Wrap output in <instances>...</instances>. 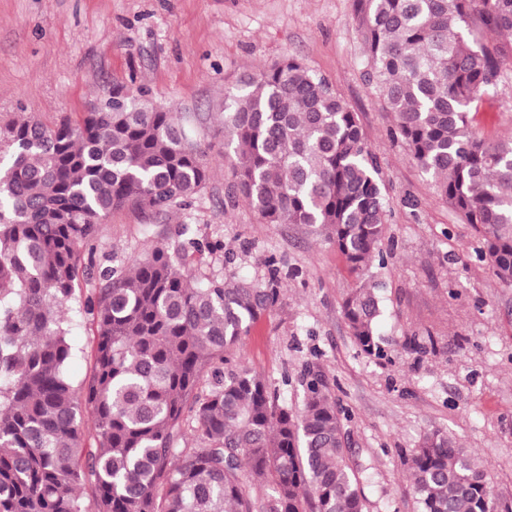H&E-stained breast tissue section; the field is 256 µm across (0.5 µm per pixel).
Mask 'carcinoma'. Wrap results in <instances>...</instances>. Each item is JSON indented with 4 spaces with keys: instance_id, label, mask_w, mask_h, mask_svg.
I'll use <instances>...</instances> for the list:
<instances>
[{
    "instance_id": "obj_1",
    "label": "carcinoma",
    "mask_w": 512,
    "mask_h": 512,
    "mask_svg": "<svg viewBox=\"0 0 512 512\" xmlns=\"http://www.w3.org/2000/svg\"><path fill=\"white\" fill-rule=\"evenodd\" d=\"M354 6L395 137L512 283V139L483 137L472 117L512 52V0ZM224 146L228 199L244 198L266 224L319 232L362 277L342 313L359 349L381 354L365 272L387 207L358 114L288 57L224 92ZM209 180L198 143L141 88L116 84L96 111L53 128L23 119L0 129V512H364L365 469L322 374L306 371L295 411L240 353L279 300L273 276L192 280L180 245L107 269L83 303L92 373L79 388L67 374L74 348L59 307L101 224L117 209L187 207ZM190 421L194 448L182 445ZM409 470L418 512H512L449 433H426ZM245 474L272 486L266 501L250 498Z\"/></svg>"
}]
</instances>
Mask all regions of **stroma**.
Wrapping results in <instances>:
<instances>
[{"mask_svg": "<svg viewBox=\"0 0 512 512\" xmlns=\"http://www.w3.org/2000/svg\"><path fill=\"white\" fill-rule=\"evenodd\" d=\"M289 56L357 112L377 158L388 210L370 264L382 302L380 357L359 350L343 317L357 279L335 248L301 225L263 223L246 201L224 196L232 179L224 92ZM116 83L145 87L177 112L210 181L190 206L150 218L124 208L101 226L94 266L80 270L64 307L78 348L70 378L82 382L92 370L93 326L79 307L99 269L192 242L196 275L261 284L277 276V305L243 339L246 363L292 409L302 404L305 370L321 371L349 415L366 512H418L410 459L435 429L481 457L496 498L512 507V284L478 257L472 225L391 137L393 116L366 80L354 0H0V126L78 118ZM473 125L512 137V62ZM217 241L222 250L211 251Z\"/></svg>", "mask_w": 512, "mask_h": 512, "instance_id": "35a3bbf8", "label": "stroma"}]
</instances>
